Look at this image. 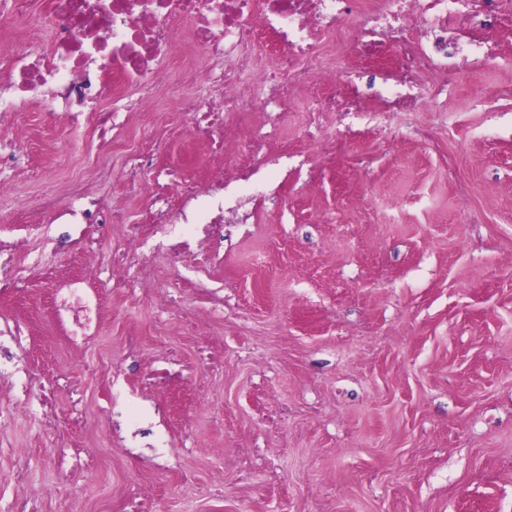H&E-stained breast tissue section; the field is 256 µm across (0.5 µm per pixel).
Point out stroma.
Returning <instances> with one entry per match:
<instances>
[{
	"label": "stroma",
	"mask_w": 512,
	"mask_h": 512,
	"mask_svg": "<svg viewBox=\"0 0 512 512\" xmlns=\"http://www.w3.org/2000/svg\"><path fill=\"white\" fill-rule=\"evenodd\" d=\"M44 118L29 105L0 124L19 157L0 235L25 241L23 291L0 296L14 353L0 367V512L38 488L37 512H132L139 489L154 512H512V62L463 66L387 138L326 119L343 147L324 158L289 113L277 139L295 155L235 184L253 216L227 225L223 263L174 268L149 241L152 287L97 288L102 320L77 349L54 303L82 279L68 234L107 262L123 229L101 235L30 204L97 150L93 123ZM99 165L107 180L87 177V191L125 197L135 223L146 199L128 191L121 155ZM168 289L180 304L165 311ZM169 349L185 371L166 413L142 382ZM42 388L51 431L14 410Z\"/></svg>",
	"instance_id": "obj_1"
}]
</instances>
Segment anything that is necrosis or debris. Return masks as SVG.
I'll use <instances>...</instances> for the list:
<instances>
[{
    "label": "necrosis or debris",
    "instance_id": "obj_1",
    "mask_svg": "<svg viewBox=\"0 0 512 512\" xmlns=\"http://www.w3.org/2000/svg\"><path fill=\"white\" fill-rule=\"evenodd\" d=\"M8 17L49 27L53 39L46 47L0 50L10 89L0 95L1 117L40 101L47 86L74 128L91 84L116 103L129 88L145 91L131 107L143 133L124 148L122 166L126 185L149 197L139 223H125L122 200L89 194L78 180L73 204L37 201L56 221L93 215L123 225L124 246L112 254L118 287L138 264L136 246L145 238L165 239L170 265L189 257L205 264L223 248L226 224L249 222L230 186L258 177L266 135L252 137L248 159L232 169L227 162L239 152L235 118L259 110L257 92L285 112L298 91H309L307 137L318 153L332 155L336 142L322 133L323 115L362 119L383 133L388 115L415 111L421 96L447 91L461 63L483 67L512 55V45L493 36L512 22V0H0V20ZM177 51L180 62L166 64ZM203 85L205 97L196 92ZM153 90L188 119L190 139L205 149L201 174L181 179L177 205L150 171L157 144L173 134L154 120ZM178 220L192 222L191 238L171 235ZM55 305L67 316L71 341L100 322L83 286L59 292Z\"/></svg>",
    "mask_w": 512,
    "mask_h": 512
}]
</instances>
